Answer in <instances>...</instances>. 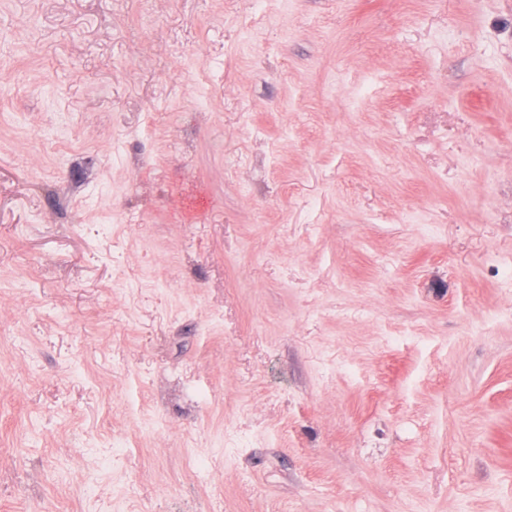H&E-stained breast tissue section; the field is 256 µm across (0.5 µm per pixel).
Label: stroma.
<instances>
[{"label": "stroma", "instance_id": "1", "mask_svg": "<svg viewBox=\"0 0 512 512\" xmlns=\"http://www.w3.org/2000/svg\"><path fill=\"white\" fill-rule=\"evenodd\" d=\"M0 512H512V0H0Z\"/></svg>", "mask_w": 512, "mask_h": 512}]
</instances>
